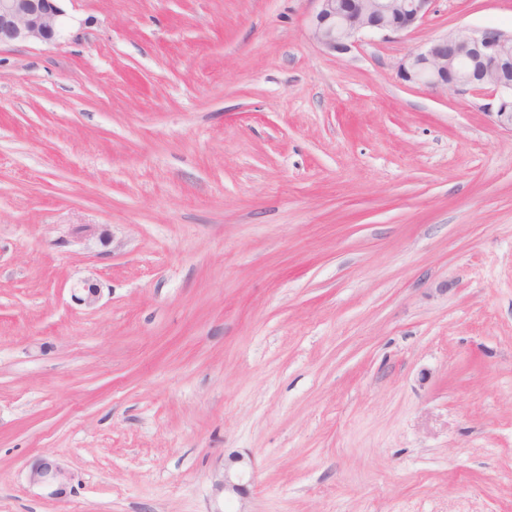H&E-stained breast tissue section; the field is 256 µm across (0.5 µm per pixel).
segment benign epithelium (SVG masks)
Here are the masks:
<instances>
[{
  "instance_id": "obj_1",
  "label": "benign epithelium",
  "mask_w": 512,
  "mask_h": 512,
  "mask_svg": "<svg viewBox=\"0 0 512 512\" xmlns=\"http://www.w3.org/2000/svg\"><path fill=\"white\" fill-rule=\"evenodd\" d=\"M63 0H0V45L56 40ZM313 39L334 53H345L365 33L400 34L420 23L432 0H315ZM402 80L454 93L490 92L498 125L512 131V31L489 26L459 29L407 55L398 65ZM99 285L86 280L72 299L87 308L100 298ZM68 473L44 458L29 472V481L51 497L65 490Z\"/></svg>"
}]
</instances>
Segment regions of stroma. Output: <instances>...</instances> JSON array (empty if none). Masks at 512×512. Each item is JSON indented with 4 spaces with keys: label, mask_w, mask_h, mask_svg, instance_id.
I'll return each mask as SVG.
<instances>
[{
    "label": "stroma",
    "mask_w": 512,
    "mask_h": 512,
    "mask_svg": "<svg viewBox=\"0 0 512 512\" xmlns=\"http://www.w3.org/2000/svg\"><path fill=\"white\" fill-rule=\"evenodd\" d=\"M316 9L67 0L0 46V512H512V131L398 75L512 0L342 54ZM68 479L64 468L57 461L47 458L41 459L29 472V481L47 489L50 497L62 494Z\"/></svg>",
    "instance_id": "obj_1"
}]
</instances>
